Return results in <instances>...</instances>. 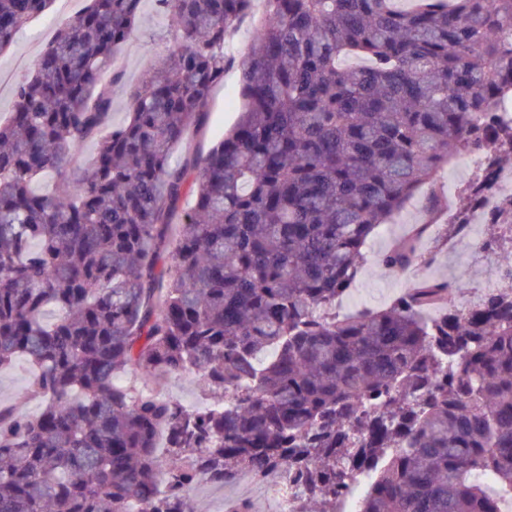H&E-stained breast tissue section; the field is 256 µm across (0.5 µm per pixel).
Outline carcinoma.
<instances>
[{
	"instance_id": "cac0c4a2",
	"label": "carcinoma",
	"mask_w": 512,
	"mask_h": 512,
	"mask_svg": "<svg viewBox=\"0 0 512 512\" xmlns=\"http://www.w3.org/2000/svg\"><path fill=\"white\" fill-rule=\"evenodd\" d=\"M142 2L88 0L0 123V367L26 361L41 401L0 406V512H191L197 482L282 465L299 472L302 512H335L362 475L359 512H501L512 284L467 311L460 284L425 279L383 309H333L370 236L451 154L486 168L444 241L512 160V122L495 114L512 97V0H263L239 120L181 163L173 149L234 63L224 47L252 0H156L174 45L111 127L100 76ZM51 3L0 0V53ZM49 173L55 188L35 190ZM423 232L381 267L407 271ZM128 368L140 387L118 382ZM187 372L210 400L195 412L156 388Z\"/></svg>"
}]
</instances>
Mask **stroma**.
Instances as JSON below:
<instances>
[{"label":"stroma","instance_id":"1","mask_svg":"<svg viewBox=\"0 0 512 512\" xmlns=\"http://www.w3.org/2000/svg\"><path fill=\"white\" fill-rule=\"evenodd\" d=\"M86 5V0H54L44 15L28 22L20 30L9 50L0 53V122L8 120L14 108L16 86L32 75L33 64L43 48L53 39L57 29L62 24L73 22ZM171 43L172 31L167 15L155 0H143L140 21L132 38L114 55V68L121 79L110 87L113 122L125 119L130 108V90L140 84L151 62L165 57ZM242 106L240 70L233 66L225 72L223 84L212 91L204 129L190 132L183 144L175 148L174 158H181L188 150L206 154L234 126ZM426 199V194H419L407 204L398 221L387 225L384 234L375 235L371 240L354 284L359 293V307L383 308L417 279L461 280L469 285L483 280L496 264L497 254H477L468 245L450 250L437 246L435 240L428 238L419 244L420 252L427 256L426 261L417 262L405 273L385 271L379 263L381 255L395 241L405 237L415 224L421 223ZM28 381L24 363L1 369L0 405L37 413L39 400L25 395ZM264 496L262 484L256 481L224 486L204 483L187 494L194 512H224L226 502L243 499L251 501L257 512H262Z\"/></svg>","mask_w":512,"mask_h":512}]
</instances>
